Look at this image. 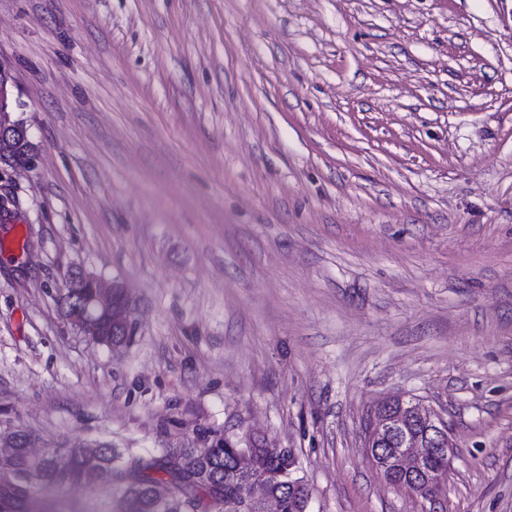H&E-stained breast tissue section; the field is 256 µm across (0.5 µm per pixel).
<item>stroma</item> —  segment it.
<instances>
[{
  "instance_id": "stroma-1",
  "label": "stroma",
  "mask_w": 512,
  "mask_h": 512,
  "mask_svg": "<svg viewBox=\"0 0 512 512\" xmlns=\"http://www.w3.org/2000/svg\"><path fill=\"white\" fill-rule=\"evenodd\" d=\"M0 421L124 454L246 438L309 512H512V0H0ZM125 284L132 335L64 316ZM448 422L436 498L364 448ZM34 148L28 131L26 135L22 134L15 139L11 151L1 154L0 162L10 165L22 161L33 153ZM404 401L410 403L412 401V397H407ZM412 411L415 415L419 416L424 422H426L431 427L429 428L430 433L432 434L431 442L435 444L440 451L448 449V471L450 470L451 465V450L452 445L449 441L448 437V423L445 421L438 413L433 411L431 407L426 405H422L419 401H412L411 405ZM448 437V448H443V442Z\"/></svg>"
}]
</instances>
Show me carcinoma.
I'll use <instances>...</instances> for the list:
<instances>
[{"label": "carcinoma", "instance_id": "cac0c4a2", "mask_svg": "<svg viewBox=\"0 0 512 512\" xmlns=\"http://www.w3.org/2000/svg\"><path fill=\"white\" fill-rule=\"evenodd\" d=\"M34 151L30 135L15 139L12 149L0 156L6 165L26 159ZM76 295L72 324L81 322L82 303L92 293L87 283L67 288ZM16 448L12 458L0 462V504L7 512H69L65 494L108 481L116 492L113 512H188L185 502L201 504L199 512H262L263 504L240 506L239 482L244 476L260 479L270 471L288 467V459L267 448H258L247 472L238 466L236 448L224 439L208 448H164L158 454L123 459L111 444L47 446L33 457L28 447L36 436L15 426ZM165 482L169 497H156L152 485ZM268 493L281 503L282 512H297L298 493L279 482Z\"/></svg>", "mask_w": 512, "mask_h": 512}]
</instances>
